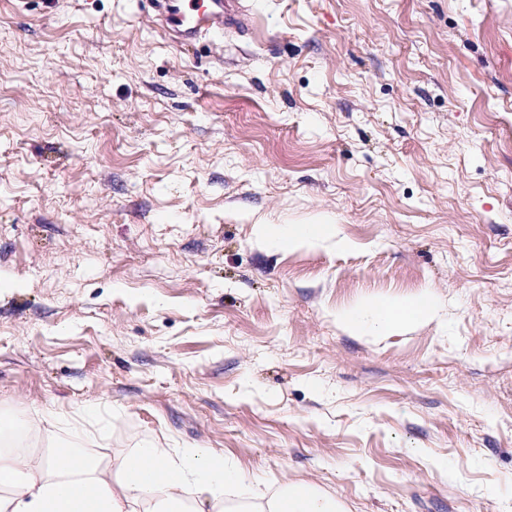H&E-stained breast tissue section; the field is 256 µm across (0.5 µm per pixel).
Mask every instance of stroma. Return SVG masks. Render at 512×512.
I'll list each match as a JSON object with an SVG mask.
<instances>
[{
	"label": "stroma",
	"mask_w": 512,
	"mask_h": 512,
	"mask_svg": "<svg viewBox=\"0 0 512 512\" xmlns=\"http://www.w3.org/2000/svg\"><path fill=\"white\" fill-rule=\"evenodd\" d=\"M241 4L181 48L152 0H0V413L512 512V0ZM434 311V302L422 296L407 303L376 302L372 306V327L380 331L395 330L408 324L428 320Z\"/></svg>",
	"instance_id": "1"
}]
</instances>
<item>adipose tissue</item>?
I'll use <instances>...</instances> for the list:
<instances>
[{
	"label": "adipose tissue",
	"mask_w": 512,
	"mask_h": 512,
	"mask_svg": "<svg viewBox=\"0 0 512 512\" xmlns=\"http://www.w3.org/2000/svg\"><path fill=\"white\" fill-rule=\"evenodd\" d=\"M431 297L407 303L377 302L373 326L394 330L428 320ZM33 416H0V512H337L335 499L304 483L277 491L246 488L243 502L225 494L244 486L245 475L223 455L190 448L178 456L144 445L101 457L68 448L35 453L15 440L39 429Z\"/></svg>",
	"instance_id": "1"
}]
</instances>
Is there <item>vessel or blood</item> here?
Wrapping results in <instances>:
<instances>
[{"mask_svg":"<svg viewBox=\"0 0 512 512\" xmlns=\"http://www.w3.org/2000/svg\"><path fill=\"white\" fill-rule=\"evenodd\" d=\"M155 5L166 31L184 46L240 21L229 0H155Z\"/></svg>","mask_w":512,"mask_h":512,"instance_id":"1","label":"vessel or blood"}]
</instances>
